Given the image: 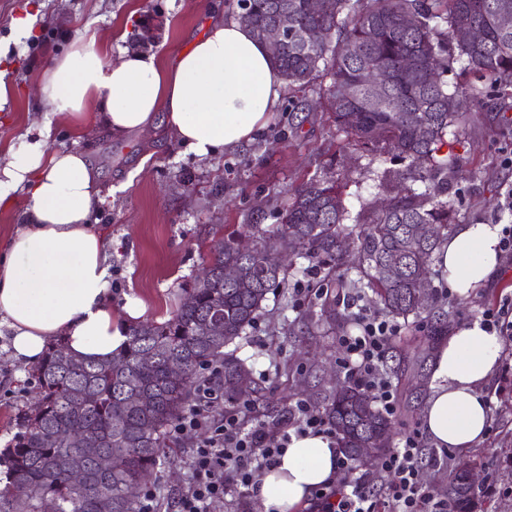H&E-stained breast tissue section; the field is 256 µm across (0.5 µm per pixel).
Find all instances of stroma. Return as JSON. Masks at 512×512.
I'll use <instances>...</instances> for the list:
<instances>
[{"label":"stroma","mask_w":512,"mask_h":512,"mask_svg":"<svg viewBox=\"0 0 512 512\" xmlns=\"http://www.w3.org/2000/svg\"><path fill=\"white\" fill-rule=\"evenodd\" d=\"M30 13L34 35L16 40L13 21ZM226 0H0V51L6 52L14 96L0 111V148L31 135L45 115V104L31 92L51 59L65 53L77 38H94L96 47L118 46L155 56L168 65L203 35L216 15H229ZM317 80L305 91L283 89L267 127L252 142L213 159L185 152L165 126L123 135L110 134L85 112L76 121L53 122L49 150L80 145L105 195L92 221L112 239V305L140 300L143 320L171 316L184 290L231 232L250 237L252 225L272 235L293 190L314 178H331L342 186L350 216L380 196L362 153L339 154L343 140ZM466 123L457 148L455 173L448 176V196L460 224H490L499 213L504 186L512 185V169L502 166L512 155V98L475 106L464 102ZM285 286L271 291L252 327L232 345L252 370L261 389L253 407L260 420L274 425L291 405L303 401L318 407L340 377L338 338L351 326L343 304L324 309L323 299L298 302V284L327 287L324 264L294 257ZM429 296L420 318L402 321L384 361L385 371L401 368L396 384L395 431L421 429L429 392L432 355L406 345L446 318L449 329L468 322L477 311L512 296V267L500 266L496 277L475 295L445 293L444 278L432 269ZM7 337L0 335V448L16 432L15 419L36 395L30 370L9 356ZM488 402L485 437L464 451L442 455L424 441L419 479L443 490L458 464L479 477L475 512H512V344L502 343L498 363L484 388ZM195 437L172 442L170 462L155 483L159 512H173V502L186 489Z\"/></svg>","instance_id":"stroma-1"}]
</instances>
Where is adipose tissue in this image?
<instances>
[{"instance_id":"obj_1","label":"adipose tissue","mask_w":512,"mask_h":512,"mask_svg":"<svg viewBox=\"0 0 512 512\" xmlns=\"http://www.w3.org/2000/svg\"><path fill=\"white\" fill-rule=\"evenodd\" d=\"M282 87L267 46L233 19L210 24L169 67L125 50L114 60L83 39L53 58L39 84L48 117L0 162V207L19 192L28 201L23 224L0 242V329L11 357L38 364L59 339L74 356L106 359L143 314L135 299L122 312L112 309V242L91 222L101 201L97 178L85 149L48 151L53 117L92 108L114 134L162 122L186 151L211 159L264 130ZM500 231L497 224H463L441 244L436 262L450 293L467 296L491 280ZM499 351L496 336L476 321L439 347L422 416L435 447L461 451L485 435L483 387ZM340 458L332 437L291 435L278 464L259 478L265 512H295L335 479Z\"/></svg>"}]
</instances>
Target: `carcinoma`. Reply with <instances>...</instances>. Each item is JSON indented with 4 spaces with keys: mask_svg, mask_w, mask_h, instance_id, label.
I'll use <instances>...</instances> for the list:
<instances>
[{
    "mask_svg": "<svg viewBox=\"0 0 512 512\" xmlns=\"http://www.w3.org/2000/svg\"><path fill=\"white\" fill-rule=\"evenodd\" d=\"M308 0H247L236 17L252 34L288 12V43L271 55L290 87L303 88L321 77L330 80L326 99L336 128L351 136L341 146L375 153L386 147L400 169H368L385 205L365 207L351 235L344 221L336 182L312 178L297 188L273 236H257L244 253L235 235L212 252L211 278L185 289L193 303L181 304L162 322L129 329L123 346L105 360L76 359L57 342L32 370L38 398L18 417L14 443L0 450V512H139L129 489L139 486L164 463L167 429L200 402L202 371L218 367L208 379L224 391V401L241 395L240 379H250L243 360L226 347L251 327L267 295L285 283L275 255L292 251L331 263L329 279L348 274L344 255L356 253L355 283L370 289L393 317H418V277L428 273L440 243L456 217L448 200V173L466 115L459 89L445 76L454 66L470 72L467 93L478 103L512 89V29L496 16L512 14V0H333L329 13H313ZM414 19V24L406 20ZM480 27L484 37L460 36ZM386 74L389 82L378 86ZM394 182L405 184L392 192ZM436 225L433 238L419 233ZM236 266L241 281H224V267ZM206 321L221 325L214 336L198 333ZM177 360L184 376L170 375ZM323 415L333 424L342 453L361 467L372 466L389 448L390 421L370 395L342 384L325 397ZM83 460L78 484L73 468ZM451 512H473L471 490L453 472L444 490Z\"/></svg>",
    "mask_w": 512,
    "mask_h": 512,
    "instance_id": "obj_1",
    "label": "carcinoma"
}]
</instances>
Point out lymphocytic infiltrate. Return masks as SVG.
<instances>
[{"instance_id":"obj_1","label":"lymphocytic infiltrate","mask_w":512,"mask_h":512,"mask_svg":"<svg viewBox=\"0 0 512 512\" xmlns=\"http://www.w3.org/2000/svg\"><path fill=\"white\" fill-rule=\"evenodd\" d=\"M340 302L353 311V330L339 336L343 354L338 367L346 378L369 391L379 410L396 414V394L383 372L385 353L400 325L367 312L356 299L340 295ZM247 408L225 411L209 419L199 408L186 410L172 428L174 436H199L190 461L193 480L176 502V512H211L214 503L236 489H256L261 474L276 465L291 434H331L329 422L307 403L291 407L274 427L248 419ZM421 434L405 430L379 463L386 482L382 496L371 494L348 459H340L341 479L331 491L319 492L320 512H448V501L418 479Z\"/></svg>"}]
</instances>
